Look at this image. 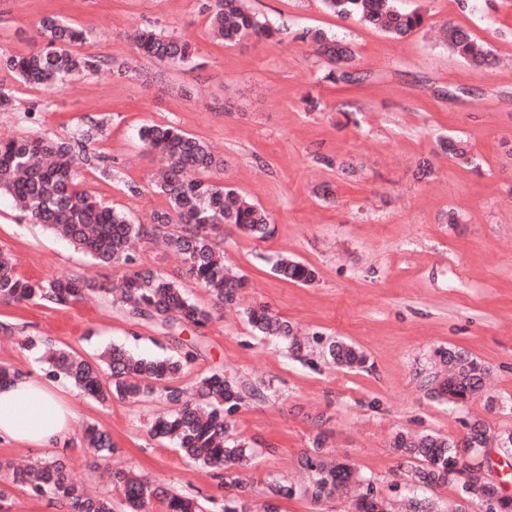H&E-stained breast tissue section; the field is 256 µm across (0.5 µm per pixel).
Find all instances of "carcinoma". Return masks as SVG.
Instances as JSON below:
<instances>
[{
	"label": "carcinoma",
	"mask_w": 512,
	"mask_h": 512,
	"mask_svg": "<svg viewBox=\"0 0 512 512\" xmlns=\"http://www.w3.org/2000/svg\"><path fill=\"white\" fill-rule=\"evenodd\" d=\"M323 3L329 11L395 39L409 35L424 22L418 9L402 5L401 0ZM207 11L212 36L226 44L249 38L282 41L283 32L261 21L244 6L243 0H210ZM37 33L40 43L30 53L0 56V68L30 86L50 89L69 75L97 72L105 66L119 75L128 72L125 62H108L79 51L78 47L87 42V31L81 27L44 18ZM297 39L334 65L323 79L335 84L364 82L365 77L351 66L354 52L350 43L310 27L303 29ZM447 39L448 49L470 67L486 70L494 65L489 48L479 44L465 28L448 27ZM133 41L139 55L153 61L188 66L197 59L195 47L183 38L144 28L134 32ZM138 136L146 149L157 154L165 165L155 192L165 198L166 206L154 210L147 224H137L127 212L103 203L79 181L76 165L86 151L88 133L72 141L47 135L0 140V195L12 198L25 218L69 241L95 264L123 268L121 299L131 314L156 321L168 331L184 325L203 327L212 320L213 309L189 298L176 278L148 267L139 247L157 237L164 238L169 248L181 256L183 274L211 295L214 309L222 310L235 305L246 284L245 277L230 273L224 266V225L233 224L245 234L263 240L273 231L269 215L237 190L212 179L224 167V160L216 157L202 140L173 124L143 125ZM440 150L462 166L476 165V157L462 139H445L440 142ZM272 270L292 283L309 284L317 277L315 269L288 256L276 259ZM102 291L104 285L85 276L26 280L16 274L12 256L0 250L1 302L68 303ZM247 320L261 334L277 336L290 342L293 351L301 352L291 324L267 306L249 309ZM329 356L336 364L348 368L366 363L362 352L343 342L331 344ZM436 356L440 364L448 367V376L435 375L428 381L432 397L464 406L482 392L485 368L481 362L450 348L437 350ZM194 358V352L185 351L156 360L114 347L104 356L110 378L106 388L98 368L66 349L54 351L48 364L50 374L64 375L100 401L117 397L140 402L152 397L157 385L164 384L170 409L152 423L153 436L169 440L195 463L224 471L228 496L224 497L223 512H255L254 503L243 493L240 478V473L252 464L254 452L246 442L229 438L232 416L245 400V386L218 373L200 378L189 391L167 385ZM467 428L464 442L472 448L480 447L490 437L503 449H512L509 430L490 436L479 420L467 424ZM84 438L102 462L116 452L111 436L94 425L85 428ZM393 447L412 464L411 487L404 499L406 512H435L432 501L415 497L414 489L446 486L459 480L463 474L459 442L439 434L400 433L395 436ZM300 466L308 472L306 484L276 481L270 485L271 494L288 499L300 493L319 502L336 489L352 484L360 489L356 512H392L391 500L378 495L372 481L351 465L329 466L316 455H306ZM0 471L13 484L36 496L52 493L65 497L71 512H112L109 500L89 495L69 483L61 457L29 469H13L0 461ZM113 483L121 488L129 512H150L153 499L163 501L165 512H204L198 499L153 486L141 477L119 472L113 475ZM460 491L464 499L478 502L482 512H512V497L497 496L488 483L480 485L471 477L461 484Z\"/></svg>",
	"instance_id": "1"
}]
</instances>
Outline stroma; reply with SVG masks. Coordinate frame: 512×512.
I'll return each mask as SVG.
<instances>
[{
    "label": "stroma",
    "mask_w": 512,
    "mask_h": 512,
    "mask_svg": "<svg viewBox=\"0 0 512 512\" xmlns=\"http://www.w3.org/2000/svg\"><path fill=\"white\" fill-rule=\"evenodd\" d=\"M207 2L0 0V54L29 53L39 21L61 15L89 28L85 52L136 60L150 74L145 80L101 71L44 91L0 70V86L16 101L14 111L0 112V139L36 132L67 139L101 124L90 151L114 174L107 178L82 164L81 181L145 223L164 203L147 188L162 163L137 131L170 123L221 153L217 181L262 206L275 227L259 241L225 226L224 261L249 286L239 310L185 327L179 343L115 305L109 292L65 305L0 303V364L46 378L39 352L25 347L30 338L70 349L94 366L112 346L152 358L184 347L195 358L178 386L220 372L261 393L246 399L232 421L234 434L255 452L241 474L251 488L307 482L299 461L321 432L325 462L354 464L378 493L392 495L409 471L390 446L397 432L459 441L473 416L491 432L512 431V0H407L426 22L399 40L340 18L321 0H247L288 35L279 44L249 39L232 47L209 36ZM448 25L489 45L498 65L483 72L467 67L436 39ZM306 26L351 41L365 84L324 81L326 59L298 38ZM143 27L191 40L196 67L138 59L131 35ZM307 95L320 98L317 111L306 110ZM448 136L470 141L478 168L440 153L438 142ZM324 156L352 164L353 172L321 164ZM425 159L434 173L416 179ZM325 182L333 200L315 194ZM452 211L459 223H449ZM0 248L27 279L86 275L112 286L122 275L91 265L4 198ZM281 254L314 267L317 281L300 285L276 276L269 261ZM259 304L296 326L300 355L248 324L244 308ZM336 340L360 347L366 366H335L328 348ZM440 347L464 351L487 369L484 396L465 408L431 399L424 386ZM59 384L76 414L69 437L51 449L1 442L0 461L35 465L64 457L69 480L110 498L113 512H126V503L105 474L109 468L207 498L206 512H220L224 487L213 469L152 436V420L167 409L162 399L101 403L68 379ZM86 424L108 432L117 447L107 468L96 466L82 438ZM0 512L71 508L63 497L36 496L0 478Z\"/></svg>",
    "instance_id": "obj_1"
}]
</instances>
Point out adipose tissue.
I'll return each instance as SVG.
<instances>
[{"label":"adipose tissue","instance_id":"ef3b65f1","mask_svg":"<svg viewBox=\"0 0 512 512\" xmlns=\"http://www.w3.org/2000/svg\"><path fill=\"white\" fill-rule=\"evenodd\" d=\"M75 413L59 388L32 375L0 382V439L46 448L69 434Z\"/></svg>","mask_w":512,"mask_h":512}]
</instances>
